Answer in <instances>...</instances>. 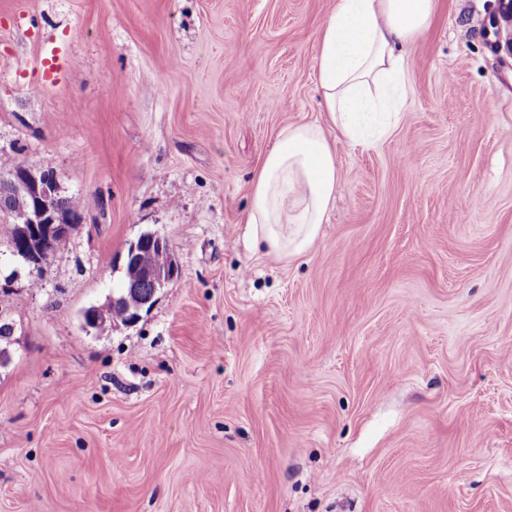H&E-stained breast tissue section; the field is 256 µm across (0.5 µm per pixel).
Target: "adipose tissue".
Returning a JSON list of instances; mask_svg holds the SVG:
<instances>
[{
	"mask_svg": "<svg viewBox=\"0 0 512 512\" xmlns=\"http://www.w3.org/2000/svg\"><path fill=\"white\" fill-rule=\"evenodd\" d=\"M436 0H336L319 39V85L345 143L389 135L405 103L407 50L431 24ZM317 122L280 129L255 175L245 235L288 259L319 238L340 184L336 144Z\"/></svg>",
	"mask_w": 512,
	"mask_h": 512,
	"instance_id": "adipose-tissue-1",
	"label": "adipose tissue"
}]
</instances>
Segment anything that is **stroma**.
<instances>
[{
	"label": "stroma",
	"mask_w": 512,
	"mask_h": 512,
	"mask_svg": "<svg viewBox=\"0 0 512 512\" xmlns=\"http://www.w3.org/2000/svg\"><path fill=\"white\" fill-rule=\"evenodd\" d=\"M335 0H0V171L81 227L36 270L0 237V512H512V54L502 0H438L402 119L337 143L322 235L243 237L278 130L325 121ZM72 65L40 85V58ZM165 237L129 325L80 315ZM145 250L153 257L145 260ZM125 264L128 270L124 272L123 287L120 293H112L106 301L97 306L84 310L82 324L85 328L101 329L107 324L118 322L112 317V309L117 304L124 305L127 317L123 324H131L140 317V312L150 309L157 295L180 272L173 250L168 240L157 233L150 232L143 235L136 242L130 244L126 253ZM144 284L150 285L151 293L146 295L142 290ZM125 309L115 308V318L124 317Z\"/></svg>",
	"instance_id": "obj_1"
}]
</instances>
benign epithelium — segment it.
<instances>
[{
  "label": "benign epithelium",
  "mask_w": 512,
  "mask_h": 512,
  "mask_svg": "<svg viewBox=\"0 0 512 512\" xmlns=\"http://www.w3.org/2000/svg\"><path fill=\"white\" fill-rule=\"evenodd\" d=\"M63 194L56 176L46 169L21 163L0 172V214L11 220L14 228L12 256L41 267L53 257L47 244L55 237H69L77 231L79 217L61 206ZM125 264L128 276L120 293L84 310V327L101 329L116 324L112 309L118 304L126 309L123 323L135 322L180 272L168 240L154 232L130 244Z\"/></svg>",
  "instance_id": "1"
}]
</instances>
